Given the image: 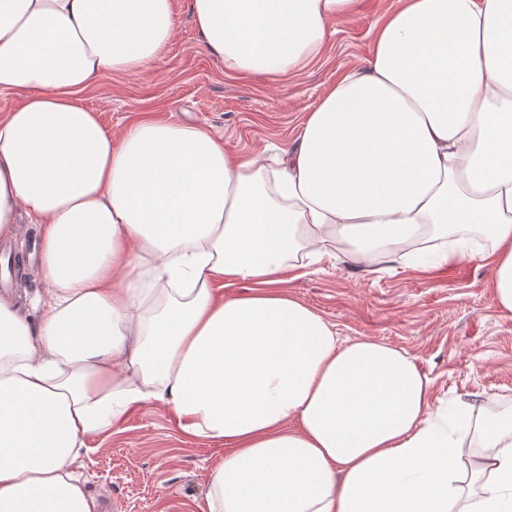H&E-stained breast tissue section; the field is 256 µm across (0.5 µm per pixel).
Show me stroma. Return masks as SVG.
I'll use <instances>...</instances> for the list:
<instances>
[{
  "label": "stroma",
  "instance_id": "1",
  "mask_svg": "<svg viewBox=\"0 0 512 512\" xmlns=\"http://www.w3.org/2000/svg\"><path fill=\"white\" fill-rule=\"evenodd\" d=\"M396 0H357L335 22L321 52L296 74L273 81L225 73L202 44L188 9L162 54L143 71L110 73L82 92L120 142L145 117L192 122L225 149L273 156L347 71L364 66L377 28ZM38 225L22 224L10 248L23 270L8 293L21 312L45 289L33 255ZM492 264L460 258L440 271L389 258L362 267L325 258L287 289L329 322L337 336L382 341L404 350L429 380L431 408L465 404L472 423L512 413V317L500 311ZM224 455L218 441L188 439L168 411L147 404L119 428L88 441L75 469L102 512H200L210 474Z\"/></svg>",
  "mask_w": 512,
  "mask_h": 512
}]
</instances>
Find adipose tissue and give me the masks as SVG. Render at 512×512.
<instances>
[{
    "mask_svg": "<svg viewBox=\"0 0 512 512\" xmlns=\"http://www.w3.org/2000/svg\"><path fill=\"white\" fill-rule=\"evenodd\" d=\"M356 0H189L228 73L277 78ZM179 0H0V240L43 228L37 318L0 296V512H98L72 466L158 403L220 441L206 512H512V421L460 484L465 407L388 343L339 339L285 288L330 241L345 260L429 263L490 243L512 317V0H400L275 166L203 127L148 118L113 143L81 92L146 69ZM243 293L225 296L227 286Z\"/></svg>",
    "mask_w": 512,
    "mask_h": 512,
    "instance_id": "1",
    "label": "adipose tissue"
}]
</instances>
